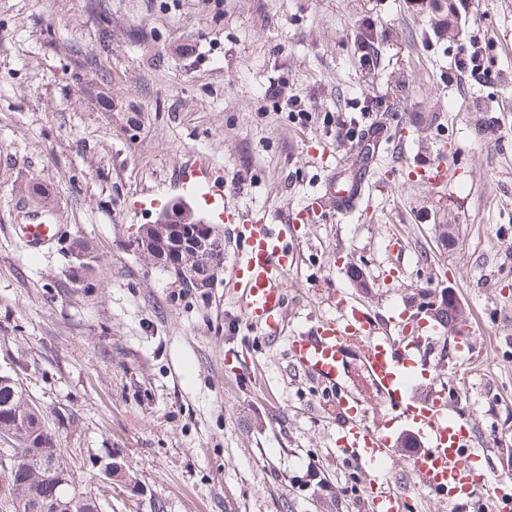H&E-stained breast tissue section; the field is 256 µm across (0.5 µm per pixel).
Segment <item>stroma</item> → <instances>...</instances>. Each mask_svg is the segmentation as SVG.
Masks as SVG:
<instances>
[{
  "mask_svg": "<svg viewBox=\"0 0 512 512\" xmlns=\"http://www.w3.org/2000/svg\"><path fill=\"white\" fill-rule=\"evenodd\" d=\"M477 42L501 79L449 82ZM321 140L343 177L394 182L294 226L288 331L335 313L340 290L387 317L450 288L472 342L435 336L424 354L478 435L476 466L511 471L512 0H0V374L100 512H366L287 337L238 329L224 278L184 292L130 245L199 160L240 185L243 213L285 219L325 179ZM441 153L447 183L407 181L403 155ZM39 220L66 232L33 256L12 227ZM231 348L254 379L226 368ZM110 461L128 482L104 479Z\"/></svg>",
  "mask_w": 512,
  "mask_h": 512,
  "instance_id": "obj_1",
  "label": "stroma"
}]
</instances>
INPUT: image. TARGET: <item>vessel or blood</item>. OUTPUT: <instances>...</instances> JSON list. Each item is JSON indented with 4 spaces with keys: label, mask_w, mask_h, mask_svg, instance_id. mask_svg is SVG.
Listing matches in <instances>:
<instances>
[{
    "label": "vessel or blood",
    "mask_w": 512,
    "mask_h": 512,
    "mask_svg": "<svg viewBox=\"0 0 512 512\" xmlns=\"http://www.w3.org/2000/svg\"><path fill=\"white\" fill-rule=\"evenodd\" d=\"M312 160L326 173L321 187L301 205L290 209L285 222L268 210L243 216L228 198L239 188L214 178L209 166L196 162L182 172L184 189L216 221L234 225L239 246L228 282L236 294L237 312L246 328H262L265 335H286V277L297 262L288 243L292 224H318L328 208L347 214L356 209L365 191V176L341 182L334 153L319 145ZM418 183L436 185L447 179V161L439 156L411 162ZM29 252L59 238L56 224H18L14 227ZM446 325L412 318L406 312L373 318L363 305L345 292L336 294V313L317 319L306 331L289 337L293 366L315 377L333 408L336 447L355 459L367 478V512H413L417 492L455 500L467 495L487 512H512V478L490 470L476 474L471 461L477 447L468 419L452 409L446 389L429 386L417 392L427 366L419 357V344L446 333ZM359 362L389 412V419L368 423L347 381L348 368Z\"/></svg>",
    "instance_id": "obj_1"
}]
</instances>
